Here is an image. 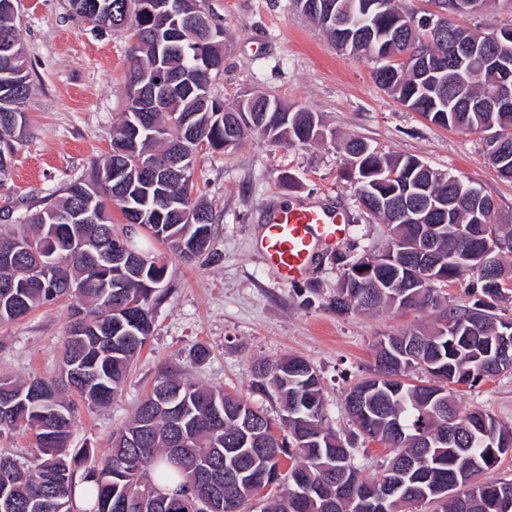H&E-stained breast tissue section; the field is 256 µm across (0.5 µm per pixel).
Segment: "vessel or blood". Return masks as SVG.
<instances>
[{
  "mask_svg": "<svg viewBox=\"0 0 512 512\" xmlns=\"http://www.w3.org/2000/svg\"><path fill=\"white\" fill-rule=\"evenodd\" d=\"M348 236L342 209L319 201L282 203L268 209L257 246L278 279L297 282L309 274L319 250Z\"/></svg>",
  "mask_w": 512,
  "mask_h": 512,
  "instance_id": "b4317fda",
  "label": "vessel or blood"
}]
</instances>
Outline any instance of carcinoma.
Masks as SVG:
<instances>
[{"mask_svg": "<svg viewBox=\"0 0 512 512\" xmlns=\"http://www.w3.org/2000/svg\"><path fill=\"white\" fill-rule=\"evenodd\" d=\"M143 0H70L71 9L96 26L132 32L138 42L129 79L161 74L172 80L197 66L211 67L210 76L224 68V40H208L192 21L183 23L182 41L170 42L172 22L141 8ZM337 5L358 34L348 46L351 53L387 57L391 63L376 72V81L400 103L443 128L481 130L492 164L499 175L512 179V109L482 112L474 103L494 86L485 67L486 53L512 64V41L489 46L491 33H478L453 24L443 38L423 47L409 30L412 18L395 0H328ZM466 35L477 50L465 59L473 75L466 86L443 84L439 75H424L392 62L409 51L426 49L448 62L451 47ZM20 35L13 0H0V176L9 172L17 139L11 118H22L30 90L23 52L13 44ZM202 89L176 85L168 91L167 109L139 114L126 109L112 128L111 149L91 163L85 178L70 182L62 200L23 218L34 233L0 232V247H14L16 260L0 265V323L27 315L33 308L60 299L72 301L71 321L63 342L73 370L83 376L66 384L85 401L104 406L118 393L135 355L152 332L153 305L164 296L162 284L167 257L140 251L136 238L146 235L168 246L183 262L208 250L212 237V210L193 197L194 154L201 146L234 148L249 132L277 145L305 146L320 135L319 116L292 109L267 96L273 110L256 112L254 119L235 123L227 132L228 113L218 101L203 110ZM142 127L137 146L116 149V142L131 124ZM347 155L357 156L355 177L359 203L387 224L390 241L379 254L348 263L331 308L342 314L379 309L433 310L440 322L428 330L389 335L375 346L376 373L353 384L345 394L347 415L366 442L378 441L393 449L384 464L382 479L369 482L360 475L354 457L358 449L342 440L328 420L321 378L301 357L261 360L253 366V389L276 396L280 407L273 421L242 397L182 378L177 371L159 370L151 393L132 418L113 435L108 456L98 460L87 448L65 453L74 426L75 406L61 395L52 378L17 382L0 379V399L9 390L14 409L9 429H30L37 453L28 465L0 453V496L13 500L9 512H75L74 464H83L94 486L87 512H126L121 504L151 490L167 502L158 512H196L195 497L209 474L224 471L227 448H260L259 464L276 477L280 494L261 512H377L375 495L392 477L400 481L404 502L392 512H417L425 503L435 512H512V481H474V475L496 467L512 454V427L492 414L475 409L464 412L456 401V387L470 386L512 370V320L496 313L508 296V284L491 280L476 264H462L472 251L490 249L496 269H506L503 255L512 253V224L495 221L494 203L482 195L484 226L473 225L464 188L450 184L453 175L442 173L414 156L380 155L362 140L344 143ZM183 159L185 175L146 188L140 179L122 182V176L169 154ZM424 199L443 203L446 211L428 216L432 241L428 248L442 275L418 283L415 259L423 244V225L399 220L397 205ZM93 201L95 224H56L53 216ZM118 209L127 229L115 234L112 209ZM120 237L139 264L112 275V287L102 285L104 272L90 263L88 253L112 249ZM393 258L395 262L383 261ZM466 273L473 277L472 304L461 308L443 305L439 285ZM418 371L423 379L407 381ZM43 389L42 399H28L32 387ZM223 419H214L215 409ZM192 423L191 439L174 455L179 436L173 418ZM127 457L121 470L110 463ZM290 460L282 472L283 459ZM242 474L225 509L252 512L253 460L238 463ZM451 486L467 490L465 501L448 496Z\"/></svg>", "mask_w": 512, "mask_h": 512, "instance_id": "cac0c4a2", "label": "carcinoma"}]
</instances>
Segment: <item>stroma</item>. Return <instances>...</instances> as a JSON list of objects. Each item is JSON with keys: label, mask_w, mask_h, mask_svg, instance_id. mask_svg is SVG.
Instances as JSON below:
<instances>
[{"label": "stroma", "mask_w": 512, "mask_h": 512, "mask_svg": "<svg viewBox=\"0 0 512 512\" xmlns=\"http://www.w3.org/2000/svg\"><path fill=\"white\" fill-rule=\"evenodd\" d=\"M224 30V70L212 80L217 99L234 104L269 95L316 112L321 134L306 146L272 145L251 135L233 149L195 154L194 194L214 215L210 252L186 264L169 258L166 296L154 307L153 331L120 392L104 407L77 401L71 447L103 457L112 435L150 391L158 367L177 365L190 380L247 399L278 417L275 399L251 390L257 360L296 355L318 371L328 416L354 439L344 410L349 387L371 376L374 346L384 336L432 325L429 311L339 314L329 307L347 259L383 251L385 224L357 203L342 176L340 145L356 137L385 154L414 155L489 196L496 218L512 224V181L490 162L483 132L445 129L406 108L375 80L379 60L336 49L296 0H201ZM31 91L12 167L0 177V209L31 215L62 196L91 162L109 150L110 133L128 104L135 40L130 32L95 29L69 0H15ZM327 200L349 218L350 236L319 254L307 278L283 282L257 248L264 210L289 198ZM71 303L60 300L0 324V377L58 376ZM210 351L202 362L192 349ZM461 409H483L512 426V371L459 387ZM362 477H378L390 455L354 439Z\"/></svg>", "instance_id": "35a3bbf8"}]
</instances>
